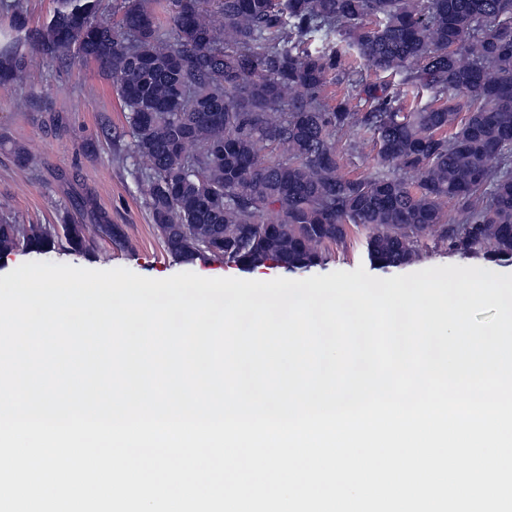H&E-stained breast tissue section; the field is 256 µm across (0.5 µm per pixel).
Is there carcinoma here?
Returning <instances> with one entry per match:
<instances>
[{
	"instance_id": "obj_1",
	"label": "carcinoma",
	"mask_w": 512,
	"mask_h": 512,
	"mask_svg": "<svg viewBox=\"0 0 512 512\" xmlns=\"http://www.w3.org/2000/svg\"><path fill=\"white\" fill-rule=\"evenodd\" d=\"M101 2L56 0L33 30L12 0L0 82L36 53L112 78L138 190L175 258L301 270L356 227L379 267L411 263L429 232L512 262V0H117L116 26ZM365 69L398 82L365 87L353 112L347 86ZM332 84L346 89L330 96ZM353 124L376 139L368 176L342 171ZM19 242L41 252L58 240L1 219L0 254ZM66 243L86 248L83 225Z\"/></svg>"
}]
</instances>
